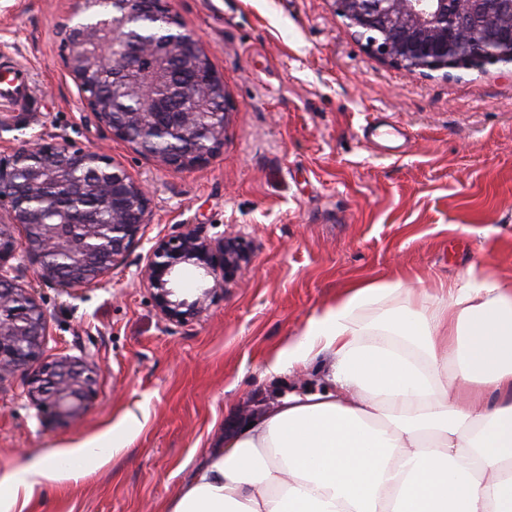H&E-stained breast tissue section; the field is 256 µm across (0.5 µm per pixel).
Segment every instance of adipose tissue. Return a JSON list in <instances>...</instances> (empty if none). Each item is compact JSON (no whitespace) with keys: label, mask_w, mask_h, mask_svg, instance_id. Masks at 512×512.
I'll return each instance as SVG.
<instances>
[{"label":"adipose tissue","mask_w":512,"mask_h":512,"mask_svg":"<svg viewBox=\"0 0 512 512\" xmlns=\"http://www.w3.org/2000/svg\"><path fill=\"white\" fill-rule=\"evenodd\" d=\"M319 356L323 392L286 395L227 433L164 512H512V281L472 271L440 292L354 282L265 371ZM138 422L126 414L111 442L1 475L0 512L108 461Z\"/></svg>","instance_id":"ef3b65f1"}]
</instances>
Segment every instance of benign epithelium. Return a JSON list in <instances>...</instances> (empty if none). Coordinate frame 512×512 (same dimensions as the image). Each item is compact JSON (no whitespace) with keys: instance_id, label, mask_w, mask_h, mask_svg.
Returning <instances> with one entry per match:
<instances>
[{"instance_id":"benign-epithelium-1","label":"benign epithelium","mask_w":512,"mask_h":512,"mask_svg":"<svg viewBox=\"0 0 512 512\" xmlns=\"http://www.w3.org/2000/svg\"><path fill=\"white\" fill-rule=\"evenodd\" d=\"M333 4L336 14L354 29L368 51L410 74L429 76L441 72L448 76L456 69L451 56L461 50L472 51L480 60L487 58L512 70V0H333ZM133 18L134 13L129 10L121 16L109 13L90 27L91 41L96 47L94 64L109 67L117 63L123 69L137 68L139 52L128 47L119 55L116 49ZM146 51L154 55V66L128 91L149 98L150 110L110 124L90 100L89 109L119 140H131L138 127L153 128L159 134H181L191 149L160 157L170 169L181 170L205 161L224 145L228 111L214 112L208 121L191 124L188 107L192 102L182 86L169 80L170 64L204 60L199 39L178 31L169 39L147 44ZM57 153L65 155L73 167H80L96 156L94 152L72 150L57 143H37L8 157L0 156V210L6 213L0 220L1 228L13 230L24 224L40 223L36 215L19 211L13 197L4 192V186L9 183L15 164L28 162L33 175L41 176L50 172L46 158ZM108 195L122 222L112 225V249L105 261L93 263L82 256L73 258L81 274L79 280L55 275L44 263L46 254L63 249L61 241L50 233L32 244L24 233L20 243L0 248V312L12 305L18 293L29 299L25 335H17L14 324L0 317V379L19 370L30 371L28 396L42 411L59 420L76 419L83 414L95 384L92 368L67 357L44 360L46 313L34 296L16 283L12 273L28 261L36 265L42 280L71 289L92 284L111 272L137 242L148 198L144 188L126 176L108 188ZM60 220L64 224H86L90 215L79 207L64 208L60 210ZM249 258L248 246L239 237L212 240L190 229L152 249L144 277L148 287L154 289L162 314L186 321L200 317L210 294L230 281ZM182 263L200 270L203 292L192 303L172 299L178 285V265Z\"/></svg>"}]
</instances>
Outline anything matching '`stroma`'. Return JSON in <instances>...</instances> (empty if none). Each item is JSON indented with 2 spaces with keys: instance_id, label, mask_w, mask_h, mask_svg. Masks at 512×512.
I'll use <instances>...</instances> for the list:
<instances>
[{
  "instance_id": "35a3bbf8",
  "label": "stroma",
  "mask_w": 512,
  "mask_h": 512,
  "mask_svg": "<svg viewBox=\"0 0 512 512\" xmlns=\"http://www.w3.org/2000/svg\"><path fill=\"white\" fill-rule=\"evenodd\" d=\"M79 0H0V56L28 68L33 104L0 106V153L41 140L108 156L147 187L138 242L101 283L37 279L45 356L88 362L95 392L63 423L0 380V474L145 419L125 450L38 487L24 512H162L206 449L278 397L324 387L322 361L268 375L264 361L356 281L452 286L469 268L512 280V74L500 66L409 74L369 53L332 0H168L224 81V146L184 170L113 138L60 48ZM390 125L400 154L367 142ZM196 228L246 241L250 261L200 317L165 318L142 273L161 240Z\"/></svg>"
}]
</instances>
